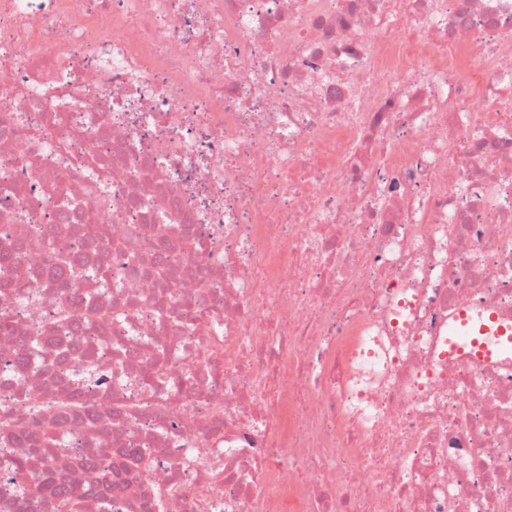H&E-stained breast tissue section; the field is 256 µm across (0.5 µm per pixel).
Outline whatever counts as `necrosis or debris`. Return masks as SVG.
I'll list each match as a JSON object with an SVG mask.
<instances>
[{
	"label": "necrosis or debris",
	"mask_w": 512,
	"mask_h": 512,
	"mask_svg": "<svg viewBox=\"0 0 512 512\" xmlns=\"http://www.w3.org/2000/svg\"><path fill=\"white\" fill-rule=\"evenodd\" d=\"M19 242L8 453L85 512L105 448L110 512H512V351L448 354L512 321V0H0ZM16 435L24 436L33 448H38L46 433L26 431L24 428H20L10 417L0 416V436L7 437Z\"/></svg>",
	"instance_id": "1"
}]
</instances>
